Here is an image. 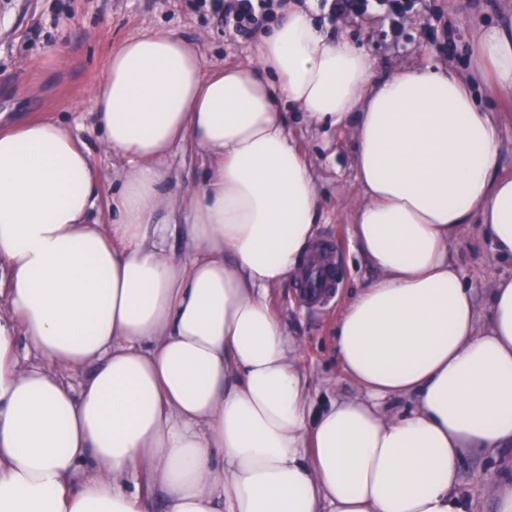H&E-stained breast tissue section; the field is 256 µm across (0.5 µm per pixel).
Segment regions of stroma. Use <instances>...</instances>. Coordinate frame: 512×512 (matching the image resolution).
Returning a JSON list of instances; mask_svg holds the SVG:
<instances>
[{
	"mask_svg": "<svg viewBox=\"0 0 512 512\" xmlns=\"http://www.w3.org/2000/svg\"><path fill=\"white\" fill-rule=\"evenodd\" d=\"M313 17L319 27L341 33L364 50L378 74L414 61L446 64L463 75L472 66L473 32L481 25L512 19V0H414L397 34L380 10L352 13L336 23L320 6ZM158 27L194 44L214 68L246 64L256 56V36L229 35L200 0H0V123H64L89 147L105 174L96 189L103 215L120 164L102 143L89 94L123 41ZM474 91L499 126V171L511 176L512 91L494 93L480 84ZM285 117L322 196L318 244L332 259L333 288L330 298L319 302L293 279L270 289L268 300L297 340L298 369L312 388L313 400L322 403L357 392L336 357V322L348 299L377 272L351 238L349 206L357 193L351 128L309 126L302 113L290 107ZM448 256L472 286L479 316H487L491 297L486 283L511 278L512 260L498 256L472 227L449 241ZM511 475V449L494 456H466L458 465L454 493L466 512H492L496 484Z\"/></svg>",
	"mask_w": 512,
	"mask_h": 512,
	"instance_id": "stroma-1",
	"label": "stroma"
}]
</instances>
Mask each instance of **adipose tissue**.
<instances>
[{"label": "adipose tissue", "instance_id": "1", "mask_svg": "<svg viewBox=\"0 0 512 512\" xmlns=\"http://www.w3.org/2000/svg\"><path fill=\"white\" fill-rule=\"evenodd\" d=\"M472 52L467 78L380 77L300 4L246 65L210 68L166 29L133 37L90 93L123 164L106 223L67 128H0V512H152L159 491L165 512H464L460 459L512 449V278L490 282L479 320L448 243L474 225L512 258V176L470 87L512 90V23ZM283 97L351 127L352 237L378 273L336 324L357 393L319 408L268 302L317 253ZM187 143L205 174L175 192ZM405 396L409 414L383 410Z\"/></svg>", "mask_w": 512, "mask_h": 512}]
</instances>
